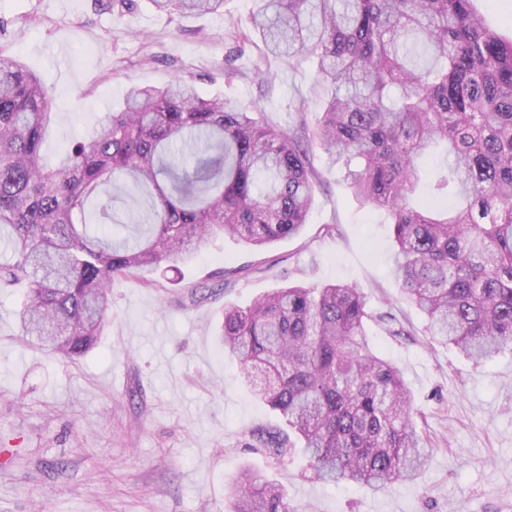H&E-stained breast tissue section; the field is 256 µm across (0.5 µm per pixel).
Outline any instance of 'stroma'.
<instances>
[{
    "instance_id": "1",
    "label": "stroma",
    "mask_w": 512,
    "mask_h": 512,
    "mask_svg": "<svg viewBox=\"0 0 512 512\" xmlns=\"http://www.w3.org/2000/svg\"><path fill=\"white\" fill-rule=\"evenodd\" d=\"M253 0L223 12L179 17L150 0L123 16L101 0H0V53L20 59L52 92L48 164L123 104L129 84L193 78L206 97L261 107L277 127L314 126L323 105L310 65L273 63L272 82L252 67ZM236 75L225 79V67ZM311 159L322 185L300 235L258 250L212 239L180 267L183 283L112 285L111 321L99 346L74 361L27 343L20 294L0 290V512H225V487L243 468L275 479L295 512H512V354L474 366L430 342L424 317L400 296L383 212L361 206L319 145ZM249 273L225 280V270ZM291 283H348L373 310L406 330L368 333L412 390L418 428L434 454L413 481L370 491L314 480L295 455L276 463L251 433L286 429L257 399L217 340L224 309ZM207 286V300L192 297Z\"/></svg>"
}]
</instances>
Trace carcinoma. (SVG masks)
Returning <instances> with one entry per match:
<instances>
[{"label":"carcinoma","instance_id":"cac0c4a2","mask_svg":"<svg viewBox=\"0 0 512 512\" xmlns=\"http://www.w3.org/2000/svg\"><path fill=\"white\" fill-rule=\"evenodd\" d=\"M169 15L224 0H151ZM474 0H255L254 33L273 60L310 62L326 101L310 130L259 121L193 81L130 84L55 167L43 161L49 90L0 57V288L24 287V335L60 360L85 356L109 323L111 285L176 269L221 234L265 246L300 234L321 177L316 140L353 197L387 212L393 273L430 336L475 365L512 352V40ZM144 197L116 220L112 195ZM97 200L95 235L87 203ZM387 331L350 284L276 288L224 309L223 348L296 440L268 434L278 461L301 449L312 477L375 491L416 479L430 449L414 397L375 348ZM227 512H291L281 486L246 470Z\"/></svg>","mask_w":512,"mask_h":512}]
</instances>
